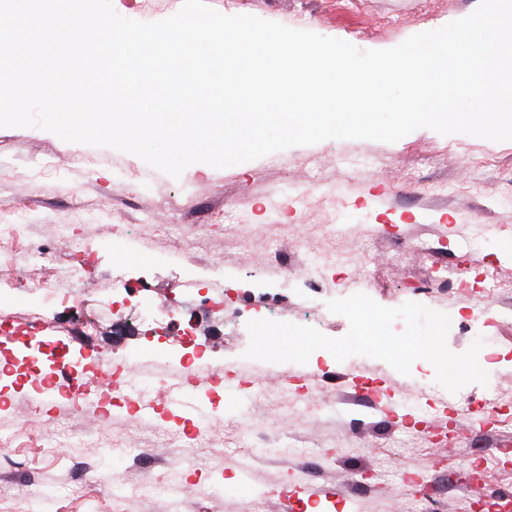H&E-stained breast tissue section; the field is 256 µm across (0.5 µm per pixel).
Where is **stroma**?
<instances>
[{"mask_svg": "<svg viewBox=\"0 0 512 512\" xmlns=\"http://www.w3.org/2000/svg\"><path fill=\"white\" fill-rule=\"evenodd\" d=\"M226 15L250 14L291 28L346 40L359 49H388L413 34L472 13L478 0H207ZM22 224L11 251L0 256V318L15 331L0 344V512H172L170 499L147 489L175 474L193 512H467L473 486L487 495L512 493V141L416 130L395 143L328 139L216 169L188 166L179 178L110 147L61 140L42 128H0V225ZM70 227L60 240L57 225ZM433 239L435 256L414 243ZM481 236V253L470 243ZM347 260L346 277L303 273L307 244ZM49 259L32 266V245ZM85 262L87 281L45 300L35 283ZM455 270L433 282V265ZM126 282L133 301L152 309L145 320L112 303V283ZM228 293L224 307L213 298ZM363 292L396 307L408 301L451 319L447 346L466 351L475 339L497 360L487 385L459 393L413 364L402 375L384 361L353 356L316 368L245 358L247 322L272 308L278 320L308 315L320 332L347 333L328 300ZM481 301L485 321L463 317ZM174 305L175 319L162 314ZM40 314L44 335L72 354L169 373L156 415L135 418L128 407L72 411L46 403L21 359ZM193 330L209 353L200 371H222V382L196 387L215 419L194 437L190 418L171 413L168 392L182 382L179 357ZM383 393L356 394L353 380ZM255 382L258 395H229L228 383ZM429 405L423 423L417 407ZM472 409L459 411V397ZM255 421L239 436L242 409ZM488 417L482 427L478 418ZM276 453L252 456L250 443ZM67 446L61 458L51 448ZM138 448V459L120 456ZM301 448L307 471L285 464L280 451ZM249 463V475L240 472ZM120 476L115 496L99 473ZM425 476L434 489L414 495L403 477ZM248 477L251 497L239 482ZM220 484L203 497L198 487ZM330 497H308V487Z\"/></svg>", "mask_w": 512, "mask_h": 512, "instance_id": "stroma-1", "label": "stroma"}]
</instances>
